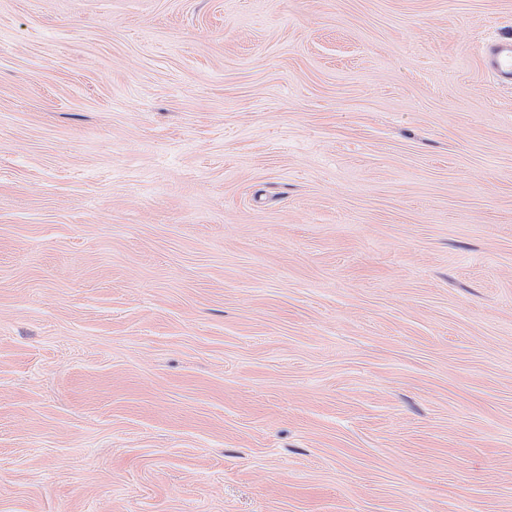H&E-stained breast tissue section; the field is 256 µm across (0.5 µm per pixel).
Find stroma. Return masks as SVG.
<instances>
[{"instance_id": "obj_1", "label": "stroma", "mask_w": 512, "mask_h": 512, "mask_svg": "<svg viewBox=\"0 0 512 512\" xmlns=\"http://www.w3.org/2000/svg\"><path fill=\"white\" fill-rule=\"evenodd\" d=\"M512 0H0V512H512ZM484 66L501 85L512 86V37L489 43L483 55Z\"/></svg>"}]
</instances>
